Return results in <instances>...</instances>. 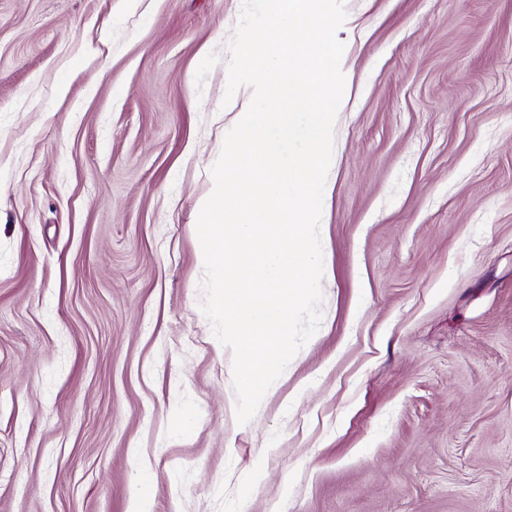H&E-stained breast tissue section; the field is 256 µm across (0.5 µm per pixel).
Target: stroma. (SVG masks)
Masks as SVG:
<instances>
[{
  "mask_svg": "<svg viewBox=\"0 0 512 512\" xmlns=\"http://www.w3.org/2000/svg\"><path fill=\"white\" fill-rule=\"evenodd\" d=\"M322 319L246 424L199 307L242 0H0V512H512V0H345Z\"/></svg>",
  "mask_w": 512,
  "mask_h": 512,
  "instance_id": "obj_1",
  "label": "stroma"
}]
</instances>
